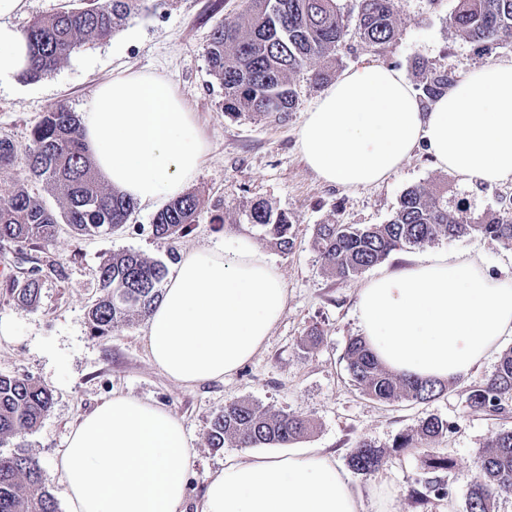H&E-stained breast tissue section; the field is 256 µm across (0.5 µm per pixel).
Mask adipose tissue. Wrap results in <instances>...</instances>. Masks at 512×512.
Returning a JSON list of instances; mask_svg holds the SVG:
<instances>
[{"label": "adipose tissue", "instance_id": "1", "mask_svg": "<svg viewBox=\"0 0 512 512\" xmlns=\"http://www.w3.org/2000/svg\"><path fill=\"white\" fill-rule=\"evenodd\" d=\"M23 7L0 0V79L29 64L12 22ZM82 127L99 174L142 204L180 194L206 149L193 113L146 72L103 82ZM298 145L319 179L347 189L384 181L420 145L463 178L512 182V61L475 68L426 110L402 72L351 69L306 112ZM287 302L280 272L247 240L183 252L148 317L151 359L187 387L224 379L261 349ZM357 308L364 339L390 371L460 380L512 335V272L493 278L474 259L417 256L370 278ZM191 459L179 418L119 393L78 419L58 469L70 512H185ZM360 510L345 471L306 448L226 458L197 512Z\"/></svg>", "mask_w": 512, "mask_h": 512}]
</instances>
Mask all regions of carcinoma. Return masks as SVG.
<instances>
[{
    "mask_svg": "<svg viewBox=\"0 0 512 512\" xmlns=\"http://www.w3.org/2000/svg\"><path fill=\"white\" fill-rule=\"evenodd\" d=\"M146 0H72V4L33 20L24 34L31 64L21 73L37 80L54 71L81 47L115 35ZM451 25L461 36L486 50L512 40V0H458ZM357 30L369 46L379 49L399 34L394 0H359ZM347 28L336 0H245L236 17L215 25L204 54L210 75L224 90V112L268 116L290 112L295 106L292 76L314 59L325 60L315 73L327 79L336 64V48ZM453 78L429 70L421 84L422 95L434 100ZM18 147L0 139V173L15 167ZM25 176L41 182L60 204V212L31 196L20 180L0 183V244L47 241L60 225L78 237L110 234L127 223L134 209L131 199L104 186L83 142L81 122L64 105L49 111L32 131L24 149ZM199 198L188 192L171 200L155 217L154 234L173 240L195 222ZM250 223L283 253L294 247L293 220L266 201L251 204ZM480 234L512 247V212L490 211L464 216L448 210V190L423 185L401 194L397 208L384 224H319L315 245L325 270L347 280L384 262L407 246H424L441 237ZM166 266L132 252L112 255L100 267V298L87 313L93 335L108 337L112 330L135 318H146L160 300ZM21 302L32 303L39 281L30 276L14 284ZM345 359L355 386L371 399L385 404L403 400L419 403L443 394L453 382L409 379L383 366L362 337L350 339ZM512 402V348L501 354L492 375L472 387L468 407L491 416L509 411ZM52 396L29 377L0 374V446L33 429L47 415ZM455 428L431 416L419 428L393 444L425 454L422 476L416 483L438 493L443 490L439 472L451 460L434 454L428 445ZM310 420L280 410L240 400L224 407L207 431L212 448L227 440L242 447L286 446L311 433ZM385 452L370 442L352 449L348 464L358 474H372L384 463ZM475 464L480 479L471 487L465 512H495L497 501L512 494V430L494 434L479 449ZM0 512H56L46 489L39 460L23 448L0 455Z\"/></svg>",
    "mask_w": 512,
    "mask_h": 512,
    "instance_id": "carcinoma-1",
    "label": "carcinoma"
}]
</instances>
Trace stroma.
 I'll return each instance as SVG.
<instances>
[{
    "label": "stroma",
    "instance_id": "obj_1",
    "mask_svg": "<svg viewBox=\"0 0 512 512\" xmlns=\"http://www.w3.org/2000/svg\"><path fill=\"white\" fill-rule=\"evenodd\" d=\"M148 10L128 18L119 32L71 55L36 81L21 77L0 83V138L25 148L33 128L48 110L68 105L78 115L93 111L98 84L129 72L143 71L167 81L194 113L206 151L188 183L200 197L198 215L177 239L154 236L152 224L161 203L137 205L127 224L102 236L77 237L60 225L49 241L0 247V319L11 321L15 334L0 338V374L29 376L52 393L50 412L32 432L0 446V453L26 449L40 462L46 488L58 512H68L65 487L55 464L72 426L112 393L120 392L166 407L182 421L196 450L188 474V508L201 501L209 475L224 459L240 454L226 442L209 447L206 433L225 404L249 400L314 420V431L298 440L301 448H320L346 466L359 442L385 447L384 465L375 473H349L354 491L363 496L365 512H378L373 491L390 494L391 512H464L479 472L473 459L494 433L512 428V415L491 417L468 408L471 386L495 369V360L441 397L428 402L379 403L354 386L344 360L350 337L360 335L358 291L368 280L361 273L341 281L328 274L314 244L315 227L339 224H383L397 207L402 192L415 185H447L448 207L475 216L512 209V182L482 185L437 167L424 148H416L401 168L383 183L344 189L321 181L303 161L298 132L305 114L327 89L312 78V68L294 74L295 107L282 117L249 112L231 117L221 101L223 91L209 73L204 48L216 23L235 16L242 0H150ZM457 0H395L398 38L383 48L348 33L336 52L332 79L364 65L378 64L404 72L412 88L421 76L416 61L455 78L486 63L512 59V43L481 51L450 24ZM264 200L294 218L295 245L279 251L260 228L250 224V205ZM230 237L247 238L279 268L288 288V304L263 348L239 371L221 381L191 388L157 369L149 356L147 323L133 320L111 336H91L90 306L100 297L99 268L112 254L134 252L174 269L182 252L220 248ZM448 251L478 256L488 273L512 265V248L481 236L440 238L421 248L394 251L386 270L404 266L417 254ZM38 271L36 303H20L15 281ZM438 416L455 429L434 444L452 459L442 472L445 494L427 493L413 500L411 491L423 471L421 453L399 450L395 440Z\"/></svg>",
    "mask_w": 512,
    "mask_h": 512
}]
</instances>
